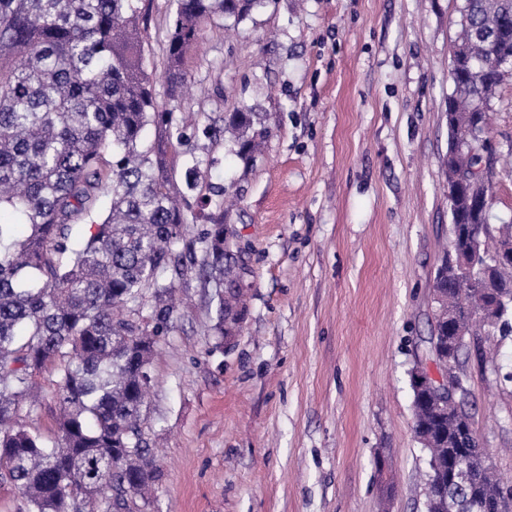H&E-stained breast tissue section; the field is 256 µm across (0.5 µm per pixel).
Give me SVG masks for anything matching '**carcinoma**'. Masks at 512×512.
<instances>
[{
	"label": "carcinoma",
	"mask_w": 512,
	"mask_h": 512,
	"mask_svg": "<svg viewBox=\"0 0 512 512\" xmlns=\"http://www.w3.org/2000/svg\"><path fill=\"white\" fill-rule=\"evenodd\" d=\"M157 102L156 78L144 65L138 0H0V483L28 512H132L148 505L160 477L141 428L157 348L173 327V294L195 275L214 284L212 330L233 336L245 317L242 292L224 284L244 274L226 249L224 204L208 214L200 247L187 242L190 220L180 199L199 187L196 165L186 188L176 180L188 154L175 118L186 59L201 24L215 16L239 22L264 0H173ZM455 47L458 82L448 118L460 129L489 128L488 106L503 74L487 68L489 45H512V0H462ZM223 132L241 161L254 158L269 132L267 115L224 114ZM494 157L479 142L457 144L446 162L448 184ZM110 190L108 214L99 210ZM454 248L436 269V308L452 316L461 364L470 337L512 332V298L498 301L466 287L456 262L475 231L487 252L512 251V224L478 221L466 197L455 204ZM481 308L487 321L471 319ZM436 360L448 356V321L430 337ZM56 366L57 441L48 446L21 423L33 407L37 374ZM465 387L438 406L439 385L413 392L415 434L424 453L425 506L431 512L436 462L466 452L448 433L467 425ZM502 480L494 469L467 489L490 499Z\"/></svg>",
	"instance_id": "carcinoma-1"
}]
</instances>
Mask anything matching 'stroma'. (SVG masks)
Returning a JSON list of instances; mask_svg holds the SVG:
<instances>
[{
    "label": "stroma",
    "mask_w": 512,
    "mask_h": 512,
    "mask_svg": "<svg viewBox=\"0 0 512 512\" xmlns=\"http://www.w3.org/2000/svg\"><path fill=\"white\" fill-rule=\"evenodd\" d=\"M462 0H266L208 20L180 109L246 269V309L214 350L213 286L178 290L142 412L162 478L145 512H425L410 372L431 361L435 270L449 241L448 96ZM162 73L172 0H140ZM269 116L250 164L202 126ZM491 221L512 220V74L491 102ZM475 432L512 483V336L462 359ZM43 370L25 422L52 442Z\"/></svg>",
    "instance_id": "1"
}]
</instances>
